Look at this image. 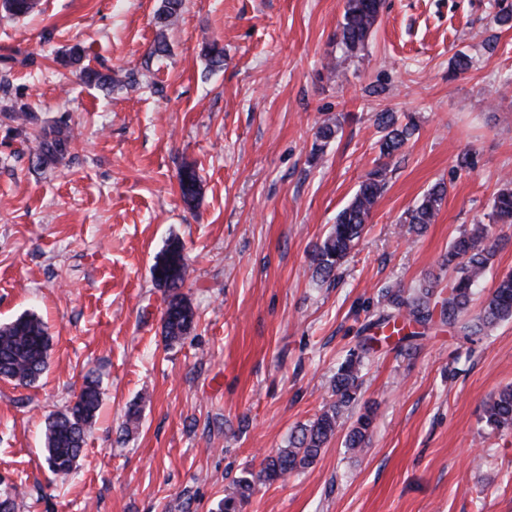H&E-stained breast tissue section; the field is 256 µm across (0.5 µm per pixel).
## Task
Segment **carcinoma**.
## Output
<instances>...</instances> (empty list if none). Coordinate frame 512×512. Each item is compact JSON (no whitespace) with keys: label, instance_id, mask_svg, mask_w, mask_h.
Segmentation results:
<instances>
[{"label":"carcinoma","instance_id":"1","mask_svg":"<svg viewBox=\"0 0 512 512\" xmlns=\"http://www.w3.org/2000/svg\"><path fill=\"white\" fill-rule=\"evenodd\" d=\"M35 0H0V8L15 17L29 14ZM382 0H345L342 22L336 34L338 45L349 55L365 46L380 15ZM182 0H163L156 14L159 31H164L179 16ZM205 57L209 66L220 69L224 66V48L217 43L205 46ZM79 79L102 90L137 83L134 74L119 80L112 72L84 66L79 70ZM0 113L14 120L31 122L33 113L26 107L15 104H0ZM384 132L380 141V155L391 157L416 133V124L409 120L398 122L392 112H384L378 118ZM70 136L57 126L43 131L33 152L32 163L37 167L48 166L64 158L68 152ZM386 186V166L382 165L368 174L349 203L339 211L336 224L322 244L317 246L313 259V276L320 280L336 278L337 272L364 233L371 213ZM179 187L183 199L191 203L199 195L196 173L185 169L179 174ZM447 193V186L438 183L429 189L422 199L406 212L404 223L413 232H420L434 218ZM490 223L475 224L465 230L453 243L442 259V268H452L454 277L448 284V297L443 300L439 312V323L453 332L472 336L491 328L502 321L512 319V272L502 276L487 298L481 312L470 316V304L474 290L493 267L495 249L490 244L494 224H512V180L493 198ZM187 273L183 245L173 240L156 257L152 267L155 285L168 293L167 305L162 316L163 338L172 346L183 341L191 332L195 312L179 293ZM434 288H422L416 293L403 289H387L383 293L385 310L376 320L366 325L370 331L388 326L398 316L428 325L433 321L432 299ZM376 336L362 337L359 348L349 351L339 364L333 380L335 400L310 423L301 426L288 441V447L280 448L268 456L262 468L249 472L235 481V493L224 497L217 504V512H240L242 504L251 496L259 483H273L288 477V474L306 468L317 460L321 451L336 434V429L351 414L361 388V372L364 360L374 350ZM52 337L45 323L36 315L26 313L14 321L0 326V380L16 385L31 386L48 370ZM101 402L100 381L94 373L84 376L83 387L73 404L65 410L47 418L45 430V461L49 470L60 476H68L76 469L85 444L88 429L96 418ZM486 425L493 430L512 432V386L501 389L491 396L483 406ZM375 421L371 407L357 415L346 436V444L352 449L365 446Z\"/></svg>","mask_w":512,"mask_h":512}]
</instances>
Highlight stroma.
Wrapping results in <instances>:
<instances>
[{"label":"stroma","instance_id":"stroma-1","mask_svg":"<svg viewBox=\"0 0 512 512\" xmlns=\"http://www.w3.org/2000/svg\"><path fill=\"white\" fill-rule=\"evenodd\" d=\"M161 0H36L0 10V57L12 97L35 123L0 118V324L38 315L52 337L33 386L0 380V497L15 512H215L244 472L287 447L334 400L333 377L389 288L437 277L463 230L487 223L512 177V0H383L356 56L336 43L344 0H183L159 32ZM165 36L169 53L148 52ZM224 48L210 69L208 42ZM83 62L134 86L104 92L53 63ZM466 72L453 71L456 55ZM340 65L341 77L331 68ZM414 120L415 137L383 158L378 117ZM339 121L321 141L325 121ZM73 130L65 159L31 162L41 127ZM470 165L458 167L461 156ZM386 187L334 282L312 256L378 165ZM192 167L200 195L182 198ZM433 224L402 220L434 184ZM493 269L478 314L512 272V225L493 228ZM184 246L181 293L196 323L162 337L166 295L151 268ZM101 380L98 417L68 477L44 462L45 421ZM512 384V320L463 337L433 329L414 346L379 340L355 412L373 407L366 447L341 425L316 462L256 485L242 512H512V433L487 427L484 402ZM136 433L121 436L129 407Z\"/></svg>","mask_w":512,"mask_h":512}]
</instances>
